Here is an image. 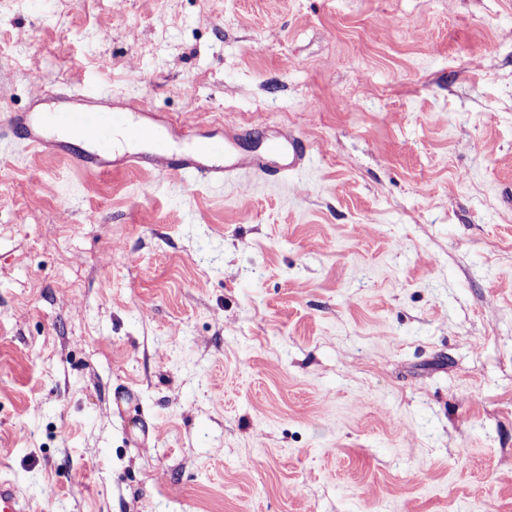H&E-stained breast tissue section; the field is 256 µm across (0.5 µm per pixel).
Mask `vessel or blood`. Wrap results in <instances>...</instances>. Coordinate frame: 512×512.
Segmentation results:
<instances>
[{"instance_id": "b4317fda", "label": "vessel or blood", "mask_w": 512, "mask_h": 512, "mask_svg": "<svg viewBox=\"0 0 512 512\" xmlns=\"http://www.w3.org/2000/svg\"><path fill=\"white\" fill-rule=\"evenodd\" d=\"M137 103L115 110L103 97L83 91L42 92L29 112L0 119V130H22L28 148L67 157L77 168L104 172L116 167L143 169L186 184L197 180L221 183L248 169L267 178H284L295 171L305 144L281 129L263 137L262 150L246 155L234 138L200 139L186 122L170 121L165 135L146 122ZM0 512H24L15 485L0 479Z\"/></svg>"}]
</instances>
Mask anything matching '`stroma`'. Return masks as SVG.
<instances>
[{"label":"stroma","instance_id":"1","mask_svg":"<svg viewBox=\"0 0 512 512\" xmlns=\"http://www.w3.org/2000/svg\"><path fill=\"white\" fill-rule=\"evenodd\" d=\"M70 86L311 152L188 189L0 136L30 512H512V0H0V114Z\"/></svg>","mask_w":512,"mask_h":512}]
</instances>
